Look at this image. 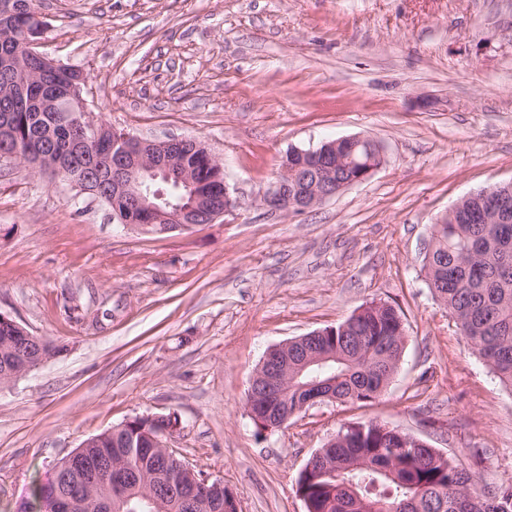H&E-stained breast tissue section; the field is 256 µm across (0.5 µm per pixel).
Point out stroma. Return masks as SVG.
<instances>
[{
	"label": "stroma",
	"mask_w": 512,
	"mask_h": 512,
	"mask_svg": "<svg viewBox=\"0 0 512 512\" xmlns=\"http://www.w3.org/2000/svg\"><path fill=\"white\" fill-rule=\"evenodd\" d=\"M43 49L81 69L113 128L203 141L235 214L147 233L73 185L0 159V312L64 346L0 384V512L87 438L176 414L169 438L238 512H305L296 478L376 421L512 485V390L435 300L431 226L512 181V0H40ZM377 141L365 182L305 212L261 201L288 149ZM384 301L407 338L386 391L266 431L249 381L272 345Z\"/></svg>",
	"instance_id": "1"
}]
</instances>
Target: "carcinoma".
Wrapping results in <instances>:
<instances>
[{
	"mask_svg": "<svg viewBox=\"0 0 512 512\" xmlns=\"http://www.w3.org/2000/svg\"><path fill=\"white\" fill-rule=\"evenodd\" d=\"M22 4L15 18V37L0 41V55L21 52L30 13L38 0H14ZM83 87L79 77H63L42 71L32 82L35 97L58 93L56 109L35 120L31 110L12 113L17 133L15 147L23 151L28 143L46 135L53 138L57 154L68 164L67 179L78 180L83 169L72 166L76 143L68 127L55 115L73 111L74 99L61 85ZM187 163L208 180L212 168L197 152L183 150ZM494 203L479 195L441 217L433 225L432 246L426 255V281L440 280L448 268V286L437 289L440 303L448 309L461 334L504 384L512 387V223L477 224L473 217L487 214ZM405 326L397 309L386 303H371L361 315H351L324 336H310L305 344L288 352V393L285 402L292 409L306 400V389L314 373L303 368L306 352L330 358L320 373L334 384L323 386L336 401L370 402L386 390L404 350ZM150 418L142 415L95 435L87 452H106L131 469L124 500L109 504L110 480L84 490L87 512H189L177 495L160 502L149 500L155 488L157 459L140 448V441L152 431ZM345 440L323 449L328 463L305 466L296 480V492L306 512H512V486L475 489L476 482L454 458L436 448L416 447L396 454L408 434L379 423H363L343 430ZM76 474L61 462L55 472L33 493L38 512L48 507V492L55 485L72 481ZM178 480L197 489L196 512H222L224 500L206 490L201 472H180Z\"/></svg>",
	"mask_w": 512,
	"mask_h": 512,
	"instance_id": "carcinoma-1",
	"label": "carcinoma"
}]
</instances>
